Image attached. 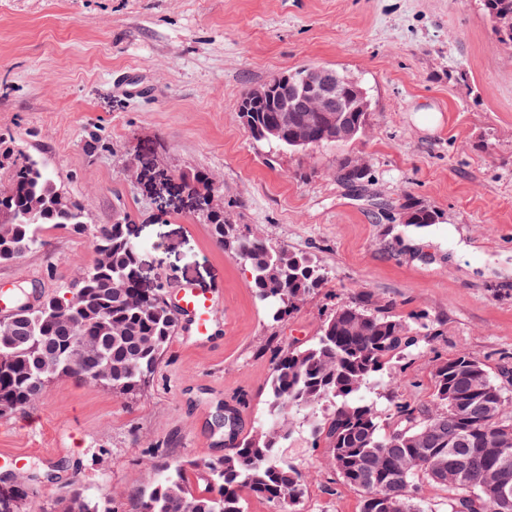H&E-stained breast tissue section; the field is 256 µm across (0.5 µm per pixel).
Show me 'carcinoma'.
<instances>
[{
    "label": "carcinoma",
    "mask_w": 512,
    "mask_h": 512,
    "mask_svg": "<svg viewBox=\"0 0 512 512\" xmlns=\"http://www.w3.org/2000/svg\"><path fill=\"white\" fill-rule=\"evenodd\" d=\"M489 20L512 18V0H482ZM333 139L327 112H290L281 134L267 138L260 129L283 113L266 102L244 114L254 138L277 148L300 150L351 142L369 123L368 92L360 82L342 86ZM0 262L13 261L42 245L41 232L60 228L90 233L94 263L81 271L70 296L45 298L20 308L0 324V418L38 399L54 380L77 377L118 396L138 395L153 376L175 334L177 323L165 306L166 290L137 284L138 252L121 222L92 231L85 207L61 191L38 161L15 149L0 133ZM368 167L353 156L336 159V181L364 187ZM184 183L198 194L200 212L215 242L249 268L256 300L277 325L297 312L325 272L303 253L273 248L257 234L243 233L213 203L211 178L194 174ZM404 222L425 226L436 211L408 203ZM424 323H409L389 304L366 294L340 305L322 320L310 342L277 349L267 386V414L235 440L222 457L176 460L147 490L130 499V512H247L246 497L273 504L277 512H298L304 476L281 454L293 434L282 419L298 417L309 428L311 444L328 448V459L344 482L361 493L360 512H422L419 488L428 482L447 491L446 512H512L496 501L487 477L512 488V442L495 443L503 427L512 428L506 381L493 380L485 366L464 350L434 368L432 407L402 403L383 423L370 388L402 380L397 365L419 355L432 340ZM332 404L321 420L316 408ZM204 487H196L197 482ZM30 488L24 481L0 494V512H21ZM65 512H120L91 502L80 487L66 498Z\"/></svg>",
    "instance_id": "cac0c4a2"
}]
</instances>
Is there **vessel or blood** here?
Segmentation results:
<instances>
[{
  "label": "vessel or blood",
  "instance_id": "1",
  "mask_svg": "<svg viewBox=\"0 0 512 512\" xmlns=\"http://www.w3.org/2000/svg\"><path fill=\"white\" fill-rule=\"evenodd\" d=\"M221 298L220 290L200 288L191 282L174 289L172 305L177 312L182 345L195 348L218 346L223 337L217 321Z\"/></svg>",
  "mask_w": 512,
  "mask_h": 512
}]
</instances>
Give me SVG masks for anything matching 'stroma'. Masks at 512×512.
Returning a JSON list of instances; mask_svg holds the SVG:
<instances>
[{
  "label": "stroma",
  "mask_w": 512,
  "mask_h": 512,
  "mask_svg": "<svg viewBox=\"0 0 512 512\" xmlns=\"http://www.w3.org/2000/svg\"><path fill=\"white\" fill-rule=\"evenodd\" d=\"M302 65L347 71L367 89L361 138L275 151L251 138L241 97ZM0 131L79 200L89 227L124 220L144 287L220 284L224 341L171 340L140 396L60 378L0 418V451L25 454L24 512H63L73 483L127 502L157 466L223 456L210 420L262 417L271 349L312 339L336 306L366 293L438 330L378 404H428L438 359L465 350L498 376L512 363V50L480 0H0ZM367 161V191L339 184L337 157ZM202 171L242 231L311 256L328 285L267 321L244 264L210 235L183 175ZM437 223L405 224L402 207ZM94 259L60 229L0 263V288L60 296ZM300 512H360L361 496L295 431ZM403 217L405 224L425 226L427 224H435L438 220L436 211L420 205L408 203L403 206Z\"/></svg>",
  "instance_id": "obj_1"
}]
</instances>
